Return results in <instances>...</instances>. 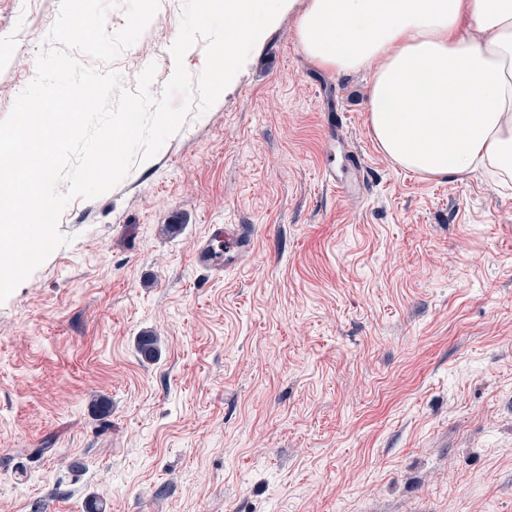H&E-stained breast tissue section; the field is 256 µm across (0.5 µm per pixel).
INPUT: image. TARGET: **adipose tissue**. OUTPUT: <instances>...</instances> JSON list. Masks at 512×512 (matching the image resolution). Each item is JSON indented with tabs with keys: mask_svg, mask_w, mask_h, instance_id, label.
Instances as JSON below:
<instances>
[{
	"mask_svg": "<svg viewBox=\"0 0 512 512\" xmlns=\"http://www.w3.org/2000/svg\"><path fill=\"white\" fill-rule=\"evenodd\" d=\"M297 39L324 68L371 70L369 127L396 165L512 186V0H307Z\"/></svg>",
	"mask_w": 512,
	"mask_h": 512,
	"instance_id": "ef3b65f1",
	"label": "adipose tissue"
}]
</instances>
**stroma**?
I'll return each instance as SVG.
<instances>
[{
  "mask_svg": "<svg viewBox=\"0 0 512 512\" xmlns=\"http://www.w3.org/2000/svg\"><path fill=\"white\" fill-rule=\"evenodd\" d=\"M303 6L0 304V512H512V190L381 153L369 72L307 58ZM58 13L0 0V120ZM181 14L78 60L155 65L160 95ZM333 113L354 196L322 177ZM211 224L255 230L221 275L194 263Z\"/></svg>",
  "mask_w": 512,
  "mask_h": 512,
  "instance_id": "obj_1",
  "label": "stroma"
}]
</instances>
